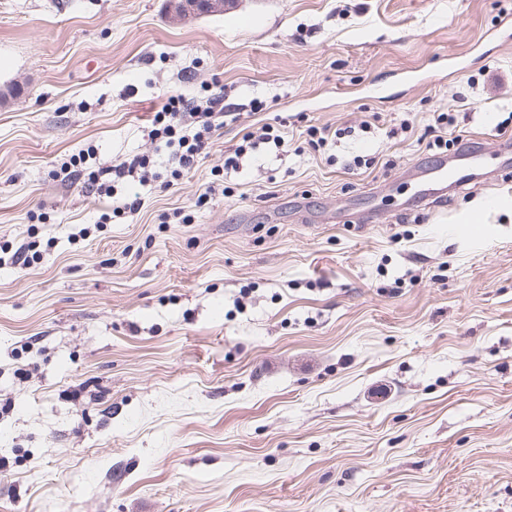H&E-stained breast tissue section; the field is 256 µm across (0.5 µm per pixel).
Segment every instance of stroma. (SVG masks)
Wrapping results in <instances>:
<instances>
[{
    "label": "stroma",
    "mask_w": 512,
    "mask_h": 512,
    "mask_svg": "<svg viewBox=\"0 0 512 512\" xmlns=\"http://www.w3.org/2000/svg\"><path fill=\"white\" fill-rule=\"evenodd\" d=\"M270 100L101 223L61 169L157 150L155 108ZM0 512H512V168L432 207L414 162L512 135V0H0ZM353 134L315 151L306 126ZM373 158L355 168L354 156ZM394 167H387V160ZM498 196L485 208L487 195ZM90 227L71 240L70 228ZM27 378H19L17 368ZM188 0H167L168 12L173 21H186L199 14L220 13L224 10V0H189L191 4L200 2L199 10L186 11ZM455 122V119L450 113L440 112L437 114V117L435 118V125H430L428 128V131L426 132L427 135L430 134V137H432V140L428 141L426 147L429 150H443L448 151V147L450 146V143H448L447 139H443L442 135H435L433 133L441 132L437 129H441L444 127H447L452 125ZM425 133V134H426ZM274 123H266L255 131H248L243 134L240 143L230 146L224 151V169L222 172L227 176L228 173L237 172L240 159L248 153L254 151L257 143L270 144L280 148L285 144L282 127H286L287 118L277 115L273 118Z\"/></svg>",
    "instance_id": "obj_1"
}]
</instances>
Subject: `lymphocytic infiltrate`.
<instances>
[{"label": "lymphocytic infiltrate", "instance_id": "obj_1", "mask_svg": "<svg viewBox=\"0 0 512 512\" xmlns=\"http://www.w3.org/2000/svg\"><path fill=\"white\" fill-rule=\"evenodd\" d=\"M210 109L197 111L194 100L179 94L169 95L165 103L155 112L150 135L169 151L176 166L172 169L158 170L151 155L136 153L119 164L93 169L87 165L86 154L71 158L65 166L68 179L82 183L90 194L112 197L117 184L133 179L139 182L150 180L160 182L162 187H170L194 170L201 155L210 147L215 133L225 121H238L239 112L224 106L223 98L212 95ZM286 118L278 116L273 122L264 124L256 130L243 134L240 143L230 146L224 152V170L237 171L243 156L254 151L257 144L284 146L282 133Z\"/></svg>", "mask_w": 512, "mask_h": 512}]
</instances>
